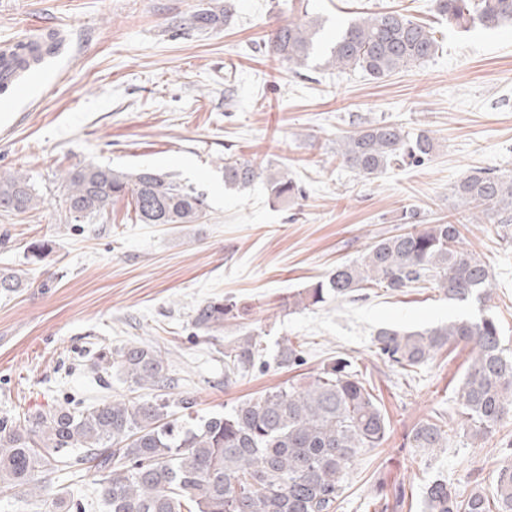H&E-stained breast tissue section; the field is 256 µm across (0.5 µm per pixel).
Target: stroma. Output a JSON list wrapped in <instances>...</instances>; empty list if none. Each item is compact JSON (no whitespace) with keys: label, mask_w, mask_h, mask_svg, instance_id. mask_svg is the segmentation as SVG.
<instances>
[{"label":"stroma","mask_w":512,"mask_h":512,"mask_svg":"<svg viewBox=\"0 0 512 512\" xmlns=\"http://www.w3.org/2000/svg\"><path fill=\"white\" fill-rule=\"evenodd\" d=\"M217 2L0 0V42L62 41L24 98L0 91V171L27 174L40 199L24 215L0 212V270L26 277L24 287L0 289V417L129 398L116 370L98 383L91 367L99 353L130 341L165 353L167 399L191 396L203 416L309 382L341 356L370 382L390 429L346 470L337 512H424V487L436 477L464 496L492 491L512 447V413L484 439L460 432L433 455L409 443L418 422L457 412L470 347L450 345L406 375L377 353L373 336L384 326L434 327L483 310L512 348V224L463 230L466 248L494 276L485 303L380 287L295 313L282 302L401 232L404 212L430 222L453 217L450 188L470 169L512 173V26L460 31L432 0H301L326 37L367 12L397 10L434 26L441 46L432 60L376 81L328 73L315 60L298 74L275 61L268 35L283 16L271 0H229L227 25L192 28L191 15ZM381 120L431 130L436 152L420 166L355 175L336 141ZM230 156L288 169L300 195L274 201L261 179L225 190ZM88 164L169 174L204 195L207 216L200 224H139L122 198L74 222L63 176ZM36 240L49 244L39 260L28 252ZM214 298L244 314L220 331H198L193 311ZM248 332L261 343V360L225 383L224 351ZM285 340L300 346L301 365L278 366Z\"/></svg>","instance_id":"stroma-1"}]
</instances>
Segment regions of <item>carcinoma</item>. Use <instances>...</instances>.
I'll return each mask as SVG.
<instances>
[{
  "label": "carcinoma",
  "instance_id": "carcinoma-1",
  "mask_svg": "<svg viewBox=\"0 0 512 512\" xmlns=\"http://www.w3.org/2000/svg\"><path fill=\"white\" fill-rule=\"evenodd\" d=\"M438 14L458 26L497 28L512 23V0H434ZM227 9L204 8L190 25L213 30L228 23ZM323 23L307 15L276 26L268 44L274 60L295 72L314 57L326 68L361 71L383 80L434 58L435 30L399 11L358 16L322 41ZM337 155L357 175L371 179L396 164L420 165L436 150L430 131L411 136L382 122L340 136ZM265 177L271 194L285 201L297 185L283 169L260 170L244 158L224 160V187L245 189ZM65 205L76 221L108 211L131 198L139 224H199L206 202L195 189L151 169L122 171L87 165L64 175ZM463 215L423 224L405 213L408 227L376 240L357 260L341 264L325 279L292 296L288 307L307 309L326 296L351 298L374 286L392 292L438 289L451 301L490 299L493 274L463 247L470 224H512V175L474 168L451 188ZM39 205L29 178L0 171V211L27 214ZM241 317L235 303L200 305L195 328L205 332ZM373 344L391 365L412 372L449 344L472 347L458 386L459 418L421 421L410 435L414 448H445L460 428L481 439L512 412V355L505 353L495 317L463 316L424 331L382 327ZM258 346L247 334L224 352L230 382L254 366ZM278 364L298 366L302 351L290 341L278 350ZM108 368L119 370L131 391L171 388L161 350L128 342L110 352ZM388 422L363 375L342 357L324 366L305 387H273L242 400L223 414L178 420L169 404L138 394L102 400L87 409L55 408L36 415L0 418V495H36L44 512H66L69 501L49 493L56 474L76 468L92 477L107 512H336L346 469L364 448H378ZM426 512H512V465L500 467L493 497L473 491L462 497L435 478L425 487Z\"/></svg>",
  "mask_w": 512,
  "mask_h": 512
}]
</instances>
